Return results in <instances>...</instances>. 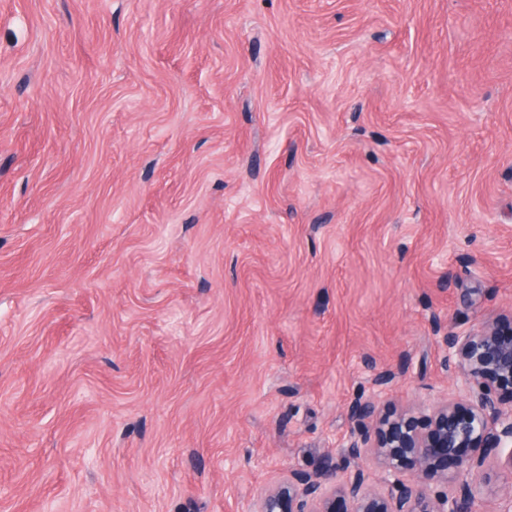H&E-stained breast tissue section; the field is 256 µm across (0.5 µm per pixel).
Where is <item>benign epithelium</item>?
<instances>
[{"label": "benign epithelium", "mask_w": 512, "mask_h": 512, "mask_svg": "<svg viewBox=\"0 0 512 512\" xmlns=\"http://www.w3.org/2000/svg\"><path fill=\"white\" fill-rule=\"evenodd\" d=\"M442 343L445 362L466 375L454 401L425 408L421 423L377 417L372 395L349 408L352 436L344 458L374 455L387 491L375 490L359 467L339 478L326 461L312 473L292 474L252 512H475L481 486L467 476L491 463L509 476L496 493L512 512V334L485 322L450 331Z\"/></svg>", "instance_id": "obj_1"}]
</instances>
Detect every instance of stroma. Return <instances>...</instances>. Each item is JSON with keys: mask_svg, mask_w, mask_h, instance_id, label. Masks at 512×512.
Wrapping results in <instances>:
<instances>
[{"mask_svg": "<svg viewBox=\"0 0 512 512\" xmlns=\"http://www.w3.org/2000/svg\"><path fill=\"white\" fill-rule=\"evenodd\" d=\"M495 317L512 0H0V512H252Z\"/></svg>", "mask_w": 512, "mask_h": 512, "instance_id": "stroma-1", "label": "stroma"}]
</instances>
